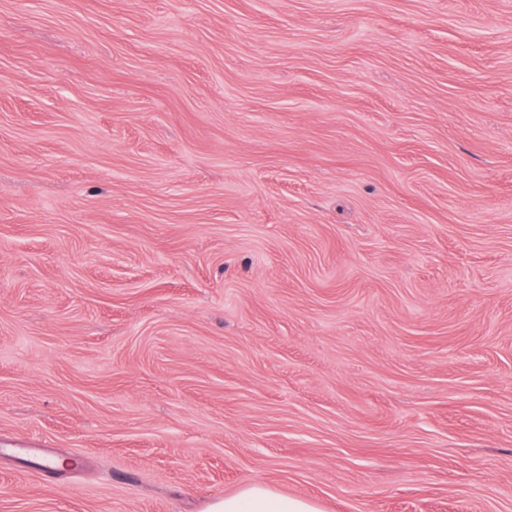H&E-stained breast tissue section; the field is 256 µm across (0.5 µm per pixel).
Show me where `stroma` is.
<instances>
[{"label":"stroma","instance_id":"obj_1","mask_svg":"<svg viewBox=\"0 0 512 512\" xmlns=\"http://www.w3.org/2000/svg\"><path fill=\"white\" fill-rule=\"evenodd\" d=\"M251 484L512 512V0H0V512ZM6 450L14 453L18 459L29 465L28 467L44 475L51 476L54 472L53 457L45 448H9Z\"/></svg>","mask_w":512,"mask_h":512}]
</instances>
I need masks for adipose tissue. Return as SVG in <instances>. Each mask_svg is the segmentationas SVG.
<instances>
[{"label":"adipose tissue","mask_w":512,"mask_h":512,"mask_svg":"<svg viewBox=\"0 0 512 512\" xmlns=\"http://www.w3.org/2000/svg\"><path fill=\"white\" fill-rule=\"evenodd\" d=\"M206 512H320V509L313 500L288 497L267 485L253 484L212 500Z\"/></svg>","instance_id":"obj_1"}]
</instances>
